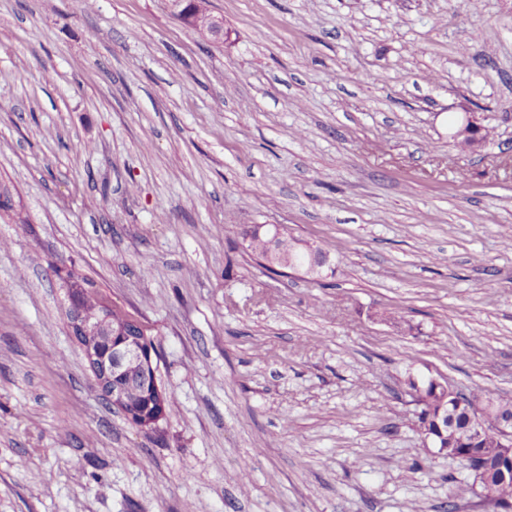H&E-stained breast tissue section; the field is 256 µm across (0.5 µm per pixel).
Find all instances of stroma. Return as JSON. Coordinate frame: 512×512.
<instances>
[{
  "label": "stroma",
  "instance_id": "35a3bbf8",
  "mask_svg": "<svg viewBox=\"0 0 512 512\" xmlns=\"http://www.w3.org/2000/svg\"><path fill=\"white\" fill-rule=\"evenodd\" d=\"M208 7L228 40L0 0V512H494L406 380L512 399V0ZM252 224L332 274L266 272ZM70 266L152 326L163 432L98 394ZM460 120L457 121L455 130L456 132L454 135H452L454 140V143L456 144V147L464 153L474 151V147L471 146V142L469 140H466L465 137L457 138L461 135H471L474 136L476 140L475 145L480 146L483 145L484 141L480 142V136L479 133L482 131V127L477 123L475 118L471 115L470 112H465L464 114V121L462 126L457 130ZM457 130V131H456Z\"/></svg>",
  "mask_w": 512,
  "mask_h": 512
}]
</instances>
